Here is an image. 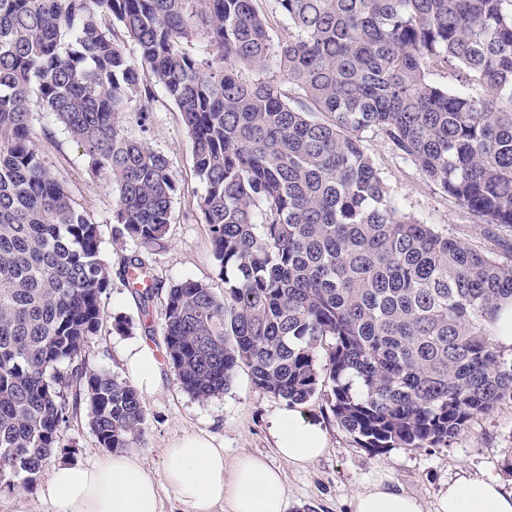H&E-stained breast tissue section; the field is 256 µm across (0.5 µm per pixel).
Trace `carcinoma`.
<instances>
[{
	"label": "carcinoma",
	"instance_id": "cac0c4a2",
	"mask_svg": "<svg viewBox=\"0 0 512 512\" xmlns=\"http://www.w3.org/2000/svg\"><path fill=\"white\" fill-rule=\"evenodd\" d=\"M256 2L0 0V484L29 489L83 401L107 451L145 424L133 383L86 360L112 264L33 147L35 105L115 188V240L142 249L166 237L181 189L119 115L149 114L160 91L177 106L224 280L164 297L166 357L192 396L244 367L297 405L325 376L336 420L377 449L446 446L512 402V357L489 331L512 262L404 212L365 147L382 135L489 238L512 228L508 0H271L284 41ZM442 69L482 92L434 82ZM120 264L150 336L156 284L141 252Z\"/></svg>",
	"mask_w": 512,
	"mask_h": 512
}]
</instances>
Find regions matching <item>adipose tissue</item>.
Segmentation results:
<instances>
[{
    "mask_svg": "<svg viewBox=\"0 0 512 512\" xmlns=\"http://www.w3.org/2000/svg\"><path fill=\"white\" fill-rule=\"evenodd\" d=\"M273 435L279 456L295 465L318 460L325 452L322 427L296 411L281 412ZM170 489L191 512H214L228 503L230 512H286L283 473L263 457L240 456L232 474L224 472V451L210 438L189 435L166 448L161 472L143 466L130 452L90 463L53 467L42 496L54 512H161V491ZM354 512H424L419 498L377 481L359 492ZM437 512H512V492L498 484L460 477L441 492Z\"/></svg>",
    "mask_w": 512,
    "mask_h": 512,
    "instance_id": "adipose-tissue-1",
    "label": "adipose tissue"
}]
</instances>
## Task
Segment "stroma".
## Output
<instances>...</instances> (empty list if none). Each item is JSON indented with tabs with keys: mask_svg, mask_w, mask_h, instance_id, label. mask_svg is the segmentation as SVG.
I'll use <instances>...</instances> for the list:
<instances>
[{
	"mask_svg": "<svg viewBox=\"0 0 512 512\" xmlns=\"http://www.w3.org/2000/svg\"><path fill=\"white\" fill-rule=\"evenodd\" d=\"M31 124L37 150L64 176L74 200L98 224L103 253L116 261L135 249L131 240L113 243L112 186L104 178L88 175L81 147L57 126L50 113L33 112ZM119 125L128 138L146 141L167 157L172 178L182 190L173 204L166 239L143 254L159 290L193 279L207 282L216 293H223L224 282L213 261L209 229L190 216L191 205L203 193L204 186L195 175L189 137L175 104L159 97L148 116L126 112L120 116ZM46 128L53 129V140L43 138ZM365 146L403 211L436 225L449 237L497 251V244L487 238L483 227L472 223L451 198L427 181L419 168L395 152L381 135L368 133ZM151 320L156 329L151 336L143 335L136 327L119 335L113 333L111 325H103L86 349L93 370L121 377L127 374L123 355L131 345L146 344L160 358L159 387L141 395L145 434L135 449L142 464L150 470L161 471L163 450L174 440L201 435L213 438L223 448L225 468H233L244 453L265 456L279 465L285 481L287 512H353L355 495L380 479L420 498L426 512H435L440 490L464 475L498 482L504 490L512 492V402L474 418L450 445L373 449L363 447L341 426L330 410L326 389L321 388L294 408L325 429L326 451L314 463L296 466L279 460L271 432L274 416L291 408L288 403L256 387L244 368L236 372L224 394L206 401L193 398L183 390L176 372L163 359L161 306H154ZM58 436L52 463L91 462L104 453L86 412H78L62 426ZM48 477V472H41L27 491L0 486V512H54L40 494Z\"/></svg>",
	"mask_w": 512,
	"mask_h": 512,
	"instance_id": "stroma-1",
	"label": "stroma"
}]
</instances>
